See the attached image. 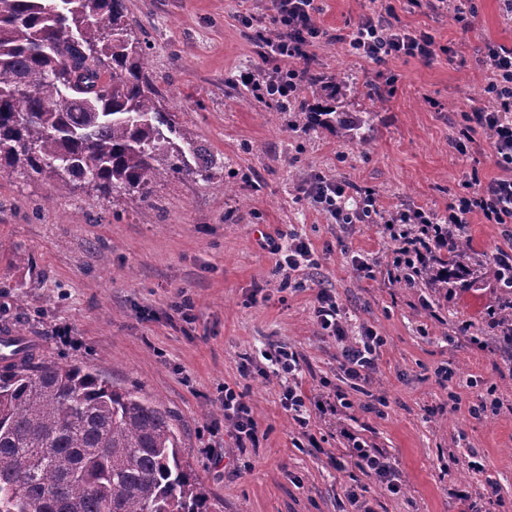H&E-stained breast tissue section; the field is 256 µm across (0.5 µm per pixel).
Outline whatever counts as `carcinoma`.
<instances>
[{"mask_svg": "<svg viewBox=\"0 0 512 512\" xmlns=\"http://www.w3.org/2000/svg\"><path fill=\"white\" fill-rule=\"evenodd\" d=\"M146 42L124 0H0V171L23 168L68 189L151 195L158 181L213 178L188 157L206 150L157 105ZM304 128L355 141L363 120L299 105ZM471 246L448 278L475 275ZM0 366V512H217L181 455L170 414L80 363L46 361L28 344Z\"/></svg>", "mask_w": 512, "mask_h": 512, "instance_id": "obj_1", "label": "carcinoma"}]
</instances>
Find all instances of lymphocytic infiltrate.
I'll return each mask as SVG.
<instances>
[{"label": "lymphocytic infiltrate", "mask_w": 512, "mask_h": 512, "mask_svg": "<svg viewBox=\"0 0 512 512\" xmlns=\"http://www.w3.org/2000/svg\"><path fill=\"white\" fill-rule=\"evenodd\" d=\"M271 25L274 35L262 42L264 57L274 59L272 69L241 73L242 83L262 97L288 108L300 94L302 73L296 63L308 59L311 47L323 31L316 16L320 12L317 0H273ZM392 5L364 15L351 36H337V43L348 51L372 59L401 55L430 58L435 38L426 30H409L392 23ZM486 59L491 77L486 86L489 106L466 113L463 138L458 149H465L466 138L484 133L491 145V158L502 174L481 183L474 190L460 194L448 206L444 219L417 207L381 212L373 192L364 190L352 194L349 184L315 174L303 185L314 209L330 216L339 224L381 222L393 248L387 276L395 283H411L433 271L445 275L443 263L448 253L455 251L458 236L464 230L467 217L476 213L490 224L500 225L507 242L497 261L512 267V46L487 45ZM314 316L318 327L340 344L338 361L347 383L346 388L309 399L299 379L298 355L281 348L271 355L273 373L282 378L281 404L300 428H307L312 414L333 416L351 409L347 392L359 389L374 369L383 336L364 327L358 335H350L346 318L335 296L326 290L316 295ZM224 419L239 444L257 443L258 425L250 416L243 395L233 387L224 389ZM350 449L360 459L367 474L373 475L391 493H398L401 484L388 457L370 446L359 434L344 431Z\"/></svg>", "instance_id": "lymphocytic-infiltrate-1"}]
</instances>
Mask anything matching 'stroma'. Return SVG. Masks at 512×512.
I'll return each mask as SVG.
<instances>
[{"mask_svg": "<svg viewBox=\"0 0 512 512\" xmlns=\"http://www.w3.org/2000/svg\"><path fill=\"white\" fill-rule=\"evenodd\" d=\"M131 32L147 36L148 68L159 106L213 154L212 180L155 185L150 200L118 190L100 194L77 181L16 169L0 172V309L35 340L43 359L79 361L121 388L160 402L181 429L182 452L203 493L221 512H356V488L372 512H456L448 491L465 482L481 502L487 480L500 491L493 512H512V369L496 349L487 312L500 294L496 256L501 228L468 218L474 287L431 289L388 282L392 245L378 224L340 227L314 210L303 175L320 173L374 192L380 207H421L443 215L472 178L498 177L489 139L466 152L457 137L466 112L488 106L486 43L512 46V21L499 0H475L462 29L452 11L397 0L395 21L435 37L430 60L384 63L333 42L373 7L371 0H323L327 32L311 49L317 85L305 99L325 100L326 85L346 86L341 112H371L363 142L332 128H293L291 113L242 94L243 71L270 68L260 54L271 0H125ZM253 16L244 26L242 16ZM297 233L316 264L280 271L267 240ZM374 262L375 279L358 277L355 258ZM327 288L352 330L384 337L377 367L341 419L311 417L321 451L302 436L280 402L281 381L243 375L246 358L277 346L296 351L311 396L343 383L335 340L314 317ZM193 304L183 321L174 304ZM451 372L439 381L436 371ZM242 392L261 435L237 447L224 424L223 385ZM493 390L496 412L469 408ZM386 453L400 475L392 494L346 452L338 427ZM476 453L482 471L463 466Z\"/></svg>", "mask_w": 512, "mask_h": 512, "instance_id": "1", "label": "stroma"}]
</instances>
